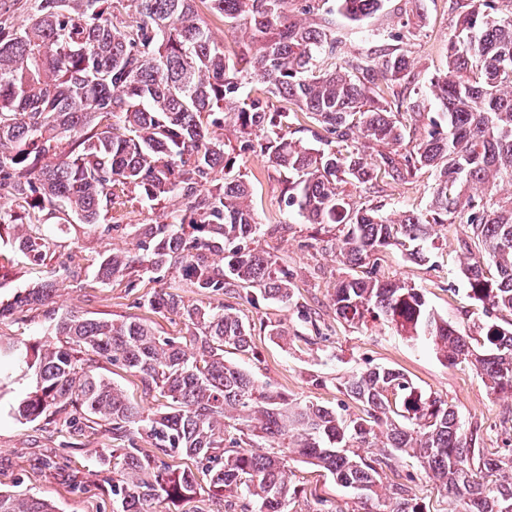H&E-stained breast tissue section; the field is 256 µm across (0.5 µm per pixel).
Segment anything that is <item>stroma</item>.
<instances>
[{
  "instance_id": "obj_1",
  "label": "stroma",
  "mask_w": 512,
  "mask_h": 512,
  "mask_svg": "<svg viewBox=\"0 0 512 512\" xmlns=\"http://www.w3.org/2000/svg\"><path fill=\"white\" fill-rule=\"evenodd\" d=\"M459 9V0H384L379 11L353 22L342 14L337 0H317L312 18L330 20L349 55L365 60L399 51L408 55L411 66L407 76L381 86L382 96L392 102L406 90L428 87L433 77L446 72L448 21ZM418 13L423 16L421 28L409 40L395 41V33ZM235 169L253 184L258 223L278 227L275 233L257 236L255 247L288 269L294 301L283 304L250 288L225 295V303L250 324L253 345L252 351L245 353L226 349L225 360L270 390L333 408L347 419L362 416L363 408L344 394L345 377L375 366L395 368L425 393L453 405L470 447L487 454L512 455V401L496 396L479 369L467 363H447L429 342L409 340L386 323L351 325L337 317L334 292L346 269L329 251L333 228L306 223L288 210L282 194L285 175L262 158L240 153ZM433 183V172L425 169L404 182L380 177L363 185H344L343 191L349 202L376 207L382 214L395 217L406 210L425 211ZM466 233V226L459 223L440 225L430 261L411 262L390 248L379 253L376 272L380 278L404 281L420 289L435 314L475 337L479 323H501L508 315L483 311L468 298L459 273ZM134 245L132 237L122 232L103 235L72 224L67 234L58 237L52 260L60 282L55 308L92 318L143 321L162 337L187 335L181 318L153 311L146 304L147 298L163 290L195 305H215L213 296L187 287L176 270L143 274L132 288L122 281L102 285L93 279L92 265L100 254L113 247L129 249ZM301 308L310 313L311 322L299 320L297 311ZM274 325L287 328V335H271ZM91 368L121 386L145 408L154 411L163 407V398L144 395L139 377L121 363L96 360ZM34 385L33 378H24L12 392L0 397V489L37 494L57 512H112V497L101 489L105 473L98 464L99 451L114 445L108 427L88 434L84 447L63 448L66 435L55 426L26 423L8 413L10 403ZM57 452L81 471L83 489H73L54 470L34 466L37 455ZM290 469L296 488L290 512H378L376 498H365L336 485L319 468L294 459ZM381 480L386 486L407 484L425 512H455L457 507L411 458L393 459Z\"/></svg>"
}]
</instances>
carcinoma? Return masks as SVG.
<instances>
[{
    "mask_svg": "<svg viewBox=\"0 0 512 512\" xmlns=\"http://www.w3.org/2000/svg\"><path fill=\"white\" fill-rule=\"evenodd\" d=\"M0 0V240L34 265L48 267L64 225L56 214L87 227L123 197L170 204L173 220L107 224L126 230L136 249L112 250L95 269L103 283L174 267L193 288L222 296L254 288L281 303L293 301L288 270L250 247L262 231L251 207L253 187L234 173L224 127L239 150L288 174L285 206L309 224L337 230L336 258L360 275L338 280L336 314L350 324L382 320L412 340L431 342L451 363L467 361L488 387L512 398V323L485 322L480 346L435 315L419 289L383 281L371 258L395 247L425 262L435 227L460 220L461 279L482 307L512 314V196L476 195L481 185L512 183V0H466L449 23L448 69L431 80L440 112L427 136L401 153L406 124L388 101L373 95L376 74L396 81L409 67L404 53L363 61L343 50L329 22L296 19L294 0ZM383 0H339L356 22ZM239 31L230 53L216 40L198 5ZM27 14L16 24L13 13ZM262 86L252 97L243 88ZM295 105L334 136L340 149L316 148L283 134ZM392 147L367 157L357 139ZM423 168L437 173L429 208L397 219L353 208L341 184L384 174L405 181ZM10 233H5V230ZM50 276L24 294L0 300V321L24 306L46 308L48 335L26 343L0 338V393L13 374H33L35 387L14 415L27 422H62L67 448L107 424L121 448L99 458L116 512H149L153 500L176 503L202 493L218 499L243 490L253 502L241 512H289L295 489L288 459L328 472L336 484L377 493L379 468L395 456L414 458L460 512H500L512 502V458L464 446L458 414L447 401L424 395L401 372L376 366L348 376L344 393L365 416L299 402L260 387L224 362V348L251 350V326L224 304L189 305L158 293L149 306L173 313L192 329L194 351L144 322L91 319L48 308L58 281ZM122 362L138 374L146 395L165 410L147 412L121 387L88 369L91 357ZM233 421L228 435L226 421ZM364 457L358 443L376 446ZM147 439L145 450L138 440ZM192 461L175 468L168 458ZM40 467L82 486L66 457L44 456ZM0 512H54L47 501L0 490ZM385 512H424L410 488L391 484Z\"/></svg>",
    "mask_w": 512,
    "mask_h": 512,
    "instance_id": "carcinoma-1",
    "label": "carcinoma"
}]
</instances>
